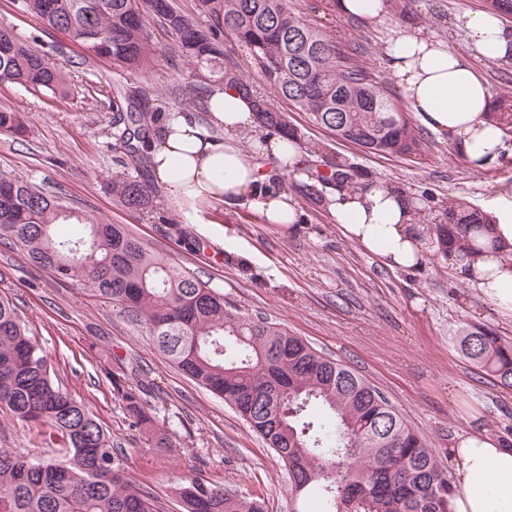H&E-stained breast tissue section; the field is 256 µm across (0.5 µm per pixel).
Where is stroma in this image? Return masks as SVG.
<instances>
[{
	"mask_svg": "<svg viewBox=\"0 0 512 512\" xmlns=\"http://www.w3.org/2000/svg\"><path fill=\"white\" fill-rule=\"evenodd\" d=\"M292 3L307 22L342 43L361 45L364 63L381 78L388 33L417 27L469 55L473 49L459 20L484 7V0H412L416 21L390 15L355 26L337 11L336 0ZM1 25L23 38L38 37L45 62L70 71L75 90L68 100L57 101L0 83V111L19 113L27 126L22 136L0 133V173L54 192L79 215L126 225L242 312L265 315L350 366L389 398L443 463H450L455 435L463 430H487L512 447V390L467 360L456 341L458 332L473 324L512 336V321L478 297L439 252H430L423 270H391L345 239L326 208L303 201L301 223L269 224L229 203L177 210L165 189L153 185V204L178 223L175 231L122 208L104 189L116 170L108 94L116 85L140 86L162 110L191 112L207 122V112L194 106V64L179 56L156 22L148 24L147 34L157 55L144 73L103 58L84 63L77 42L43 31L39 20L22 13L18 0H0ZM290 117L304 134V148L331 144L380 181L429 195L438 204L464 199L483 209L499 190L512 188V142L504 157L476 167L449 150L446 136L432 131L426 153L412 161L332 141L305 113ZM241 253L249 256L251 273L237 265ZM0 298L15 305L30 334L52 356L59 380L109 431L129 480L151 489L158 512H182L173 489L194 481L261 500L265 512H288V474L275 453L223 399L159 355L121 306L90 296L80 283L55 280L1 243ZM108 369L145 385L157 426L175 440L174 449L157 448L130 427L110 393ZM0 449L29 458L57 452L35 426L2 411Z\"/></svg>",
	"mask_w": 512,
	"mask_h": 512,
	"instance_id": "1",
	"label": "stroma"
}]
</instances>
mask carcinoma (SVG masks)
<instances>
[{"instance_id":"cac0c4a2","label":"carcinoma","mask_w":512,"mask_h":512,"mask_svg":"<svg viewBox=\"0 0 512 512\" xmlns=\"http://www.w3.org/2000/svg\"><path fill=\"white\" fill-rule=\"evenodd\" d=\"M43 28L64 33L95 58H110L146 71L156 55L146 35L149 20L171 34L183 57L197 68L198 102L214 85H231L254 99L258 126L297 142L302 134L279 110L290 102L337 140L370 153L417 157L428 139L405 117L386 82L356 57L358 46L338 44L311 26L291 0H197L209 18L204 28L176 10L173 0H20ZM244 45L272 95L224 64V35ZM0 82L65 99L72 85L29 42L0 27ZM490 115L504 137L512 136V91L502 90ZM163 113L134 87L112 95L113 162L122 172L107 185L126 208L155 214L143 178L153 136ZM0 131H25L14 112L0 111ZM372 178L365 168L322 155L310 183L293 188L306 202L326 205L325 189L353 191ZM417 206L419 221L434 225L439 253L489 215L464 199L439 216ZM74 217L62 198L34 183L0 174V240L61 282L77 281L95 296L117 301L153 346L186 376L233 407L283 462L296 500L311 488L326 512L337 500H369L375 512H452L456 489L433 451L385 395L349 366L312 347L266 317L242 314L224 294L184 274L148 250L121 224L83 223L76 235L58 232ZM459 343L464 355L502 387L512 389V338L479 325ZM111 394L136 430L158 448H173L156 431L144 387L122 373L108 374ZM0 409L49 429L58 459L24 458L0 451V512H156L152 494L124 476L122 460L94 414L58 382L51 357L0 299ZM184 512H264L263 504L220 486L193 482L177 490Z\"/></svg>"}]
</instances>
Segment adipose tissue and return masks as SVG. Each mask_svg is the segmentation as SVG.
Segmentation results:
<instances>
[{
  "label": "adipose tissue",
  "instance_id": "adipose-tissue-1",
  "mask_svg": "<svg viewBox=\"0 0 512 512\" xmlns=\"http://www.w3.org/2000/svg\"><path fill=\"white\" fill-rule=\"evenodd\" d=\"M461 26L476 52L494 62L512 48V27L486 11L466 14ZM384 63L414 112L434 132L447 135L468 162L487 163L505 147L491 120L487 84L468 59L419 29L393 31L384 45ZM209 126L191 122L177 111L164 115L162 133L149 150L153 177L177 207L238 203L271 224H294L297 206L285 190L264 189L268 166L305 180L301 148L278 134L257 139L251 151L240 135L256 124L251 99L235 89L218 87L208 101ZM224 132L211 135V128ZM328 209L342 234L393 270L413 272L426 263L431 247L420 236L405 195L373 181L362 189L331 194ZM490 237L482 250L455 245L448 261L459 276L499 312L512 318V192L497 193L489 208ZM458 494L453 512H512V448L484 432L466 431L451 451Z\"/></svg>",
  "mask_w": 512,
  "mask_h": 512
}]
</instances>
